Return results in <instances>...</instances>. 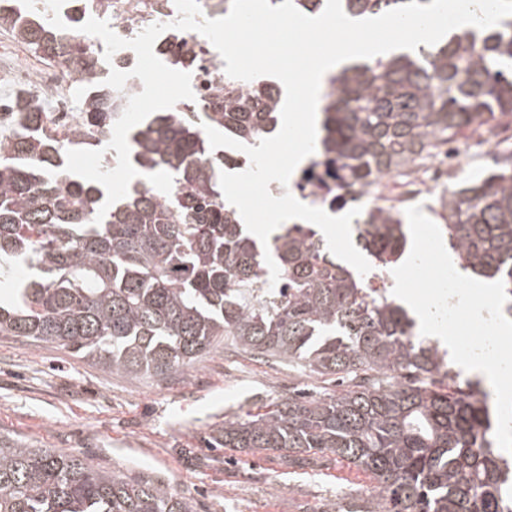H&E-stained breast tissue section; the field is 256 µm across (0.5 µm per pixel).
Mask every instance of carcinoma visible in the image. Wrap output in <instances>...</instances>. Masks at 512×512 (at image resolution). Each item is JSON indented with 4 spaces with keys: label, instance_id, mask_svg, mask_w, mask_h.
Segmentation results:
<instances>
[{
    "label": "carcinoma",
    "instance_id": "obj_1",
    "mask_svg": "<svg viewBox=\"0 0 512 512\" xmlns=\"http://www.w3.org/2000/svg\"><path fill=\"white\" fill-rule=\"evenodd\" d=\"M409 0H341L351 17H375ZM0 27L85 85L73 136L47 132L30 91L0 102V334L63 348L110 373L163 377L193 365L219 341L257 356L302 362L334 376L340 390L290 397L266 414L224 422L216 442L242 452L278 448L305 467L330 452L370 474L382 512H512L480 382L438 378L431 341L386 292L335 257L310 224L268 241L280 278L269 279L264 248L224 202L197 113L155 112L128 135L145 174L94 220L103 186L64 170L66 151L97 147L113 131L105 64L86 34L59 30L13 8ZM316 159L300 181L317 182L334 211L362 207L356 247L387 265L404 251L401 209L379 205L382 180L409 178L465 129L512 117V16L368 59L330 80ZM278 86L224 84L205 124L259 145L278 124ZM172 180L166 195L152 174ZM460 266L512 293V154L477 179L437 197ZM29 273L18 275L16 265ZM0 512H193L152 481L127 480L86 459L0 438Z\"/></svg>",
    "mask_w": 512,
    "mask_h": 512
}]
</instances>
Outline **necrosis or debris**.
<instances>
[{
  "label": "necrosis or debris",
  "mask_w": 512,
  "mask_h": 512,
  "mask_svg": "<svg viewBox=\"0 0 512 512\" xmlns=\"http://www.w3.org/2000/svg\"><path fill=\"white\" fill-rule=\"evenodd\" d=\"M78 15L108 21L110 28L125 39L135 37L149 25L166 24L154 51L168 60L182 61L184 71L191 75L194 92L193 99L178 102V110L209 112L217 101L223 100L225 62L201 34L172 28V21L178 17L174 0H65L61 8L64 22L72 23ZM0 83L31 88L45 111L51 133L61 135L78 126L81 115L74 112L73 100L82 88L79 80L63 85L54 79L50 69L27 68L7 44L0 46Z\"/></svg>",
  "instance_id": "1"
}]
</instances>
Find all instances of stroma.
<instances>
[{
  "instance_id": "stroma-1",
  "label": "stroma",
  "mask_w": 512,
  "mask_h": 512,
  "mask_svg": "<svg viewBox=\"0 0 512 512\" xmlns=\"http://www.w3.org/2000/svg\"><path fill=\"white\" fill-rule=\"evenodd\" d=\"M335 391L298 363L217 347L148 379L109 374L51 344L0 335V436L72 453L130 480L169 485L194 512H373L370 475L336 458L210 447L225 421L268 412L293 389Z\"/></svg>"
}]
</instances>
